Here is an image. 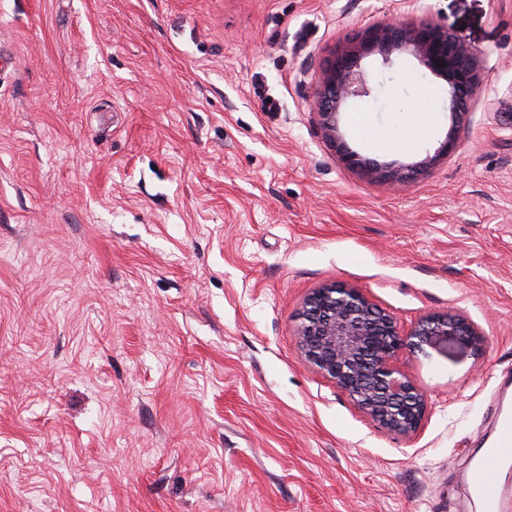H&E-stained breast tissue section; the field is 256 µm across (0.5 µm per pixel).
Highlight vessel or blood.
Segmentation results:
<instances>
[{"label": "vessel or blood", "mask_w": 512, "mask_h": 512, "mask_svg": "<svg viewBox=\"0 0 512 512\" xmlns=\"http://www.w3.org/2000/svg\"><path fill=\"white\" fill-rule=\"evenodd\" d=\"M482 442V448L466 472V484L481 512H512V500L507 499L499 485L488 478L489 472L512 464V409L497 408L492 431Z\"/></svg>", "instance_id": "vessel-or-blood-1"}]
</instances>
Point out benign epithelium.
Instances as JSON below:
<instances>
[{
  "mask_svg": "<svg viewBox=\"0 0 512 512\" xmlns=\"http://www.w3.org/2000/svg\"><path fill=\"white\" fill-rule=\"evenodd\" d=\"M409 51L448 84V110L456 120L482 84L477 56L448 30L426 20L387 23L365 30L336 50L322 71L314 107L320 124L344 163L393 182L407 174L382 165L348 146L339 129V115L348 102L371 96L363 58L378 55L382 64ZM443 62L438 66L435 61ZM298 342L306 362L344 391L365 415L405 439L415 436L426 412V394L394 364L408 348L443 351L478 349L483 333L465 316L431 314L408 332L397 318L374 304L360 289L327 284L316 289L299 313Z\"/></svg>",
  "mask_w": 512,
  "mask_h": 512,
  "instance_id": "obj_1",
  "label": "benign epithelium"
}]
</instances>
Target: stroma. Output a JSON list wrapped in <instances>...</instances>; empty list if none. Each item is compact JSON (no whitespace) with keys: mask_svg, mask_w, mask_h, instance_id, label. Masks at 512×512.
Wrapping results in <instances>:
<instances>
[{"mask_svg":"<svg viewBox=\"0 0 512 512\" xmlns=\"http://www.w3.org/2000/svg\"><path fill=\"white\" fill-rule=\"evenodd\" d=\"M421 18L483 83L457 124L413 55L363 59L340 129L417 166L388 188L314 100L337 46ZM0 55V512H480L465 473L512 377V0H0ZM411 106L433 126L410 148ZM336 281L484 333L397 353L412 439L299 351Z\"/></svg>","mask_w":512,"mask_h":512,"instance_id":"1","label":"stroma"}]
</instances>
